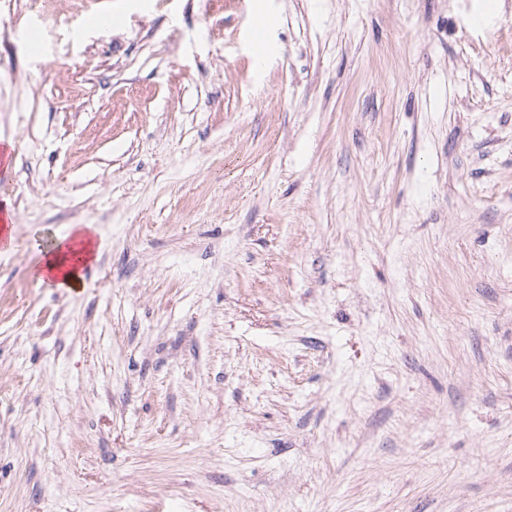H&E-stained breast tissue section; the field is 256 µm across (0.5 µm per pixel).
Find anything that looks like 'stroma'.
<instances>
[{"mask_svg": "<svg viewBox=\"0 0 512 512\" xmlns=\"http://www.w3.org/2000/svg\"><path fill=\"white\" fill-rule=\"evenodd\" d=\"M3 143L0 512H512V0H0ZM74 232V233H73ZM72 233L64 236L57 235L43 249V265L39 269L37 277L43 283V275L40 272L47 270L56 273L59 282L54 288L74 290L83 286V270L87 264L97 262L100 258V248L94 253L90 234H96V228L91 224L79 225ZM80 246L79 249H76Z\"/></svg>", "mask_w": 512, "mask_h": 512, "instance_id": "stroma-1", "label": "stroma"}]
</instances>
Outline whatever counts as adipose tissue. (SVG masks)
Here are the masks:
<instances>
[{
    "label": "adipose tissue",
    "instance_id": "1",
    "mask_svg": "<svg viewBox=\"0 0 512 512\" xmlns=\"http://www.w3.org/2000/svg\"><path fill=\"white\" fill-rule=\"evenodd\" d=\"M94 231L90 224L76 226L72 233L55 237L44 248L43 268L55 274L59 288L82 287L84 268L97 260L91 240Z\"/></svg>",
    "mask_w": 512,
    "mask_h": 512
}]
</instances>
